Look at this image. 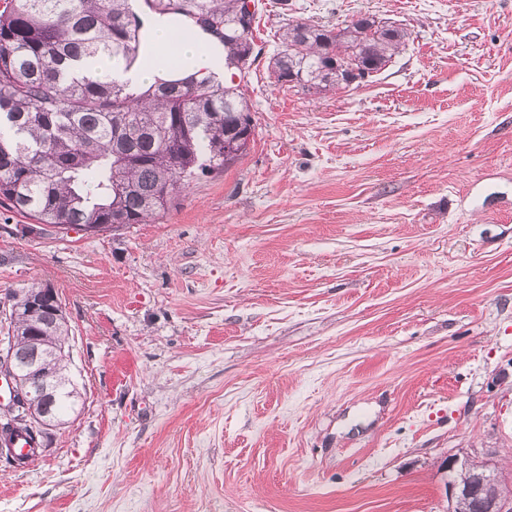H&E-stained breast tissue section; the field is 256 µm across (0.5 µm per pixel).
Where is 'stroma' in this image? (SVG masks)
<instances>
[{
    "label": "stroma",
    "instance_id": "stroma-1",
    "mask_svg": "<svg viewBox=\"0 0 512 512\" xmlns=\"http://www.w3.org/2000/svg\"><path fill=\"white\" fill-rule=\"evenodd\" d=\"M255 139L163 217L28 231L82 399L0 512H448L454 455L512 489V0H256ZM370 15L372 83L286 89L279 30Z\"/></svg>",
    "mask_w": 512,
    "mask_h": 512
}]
</instances>
